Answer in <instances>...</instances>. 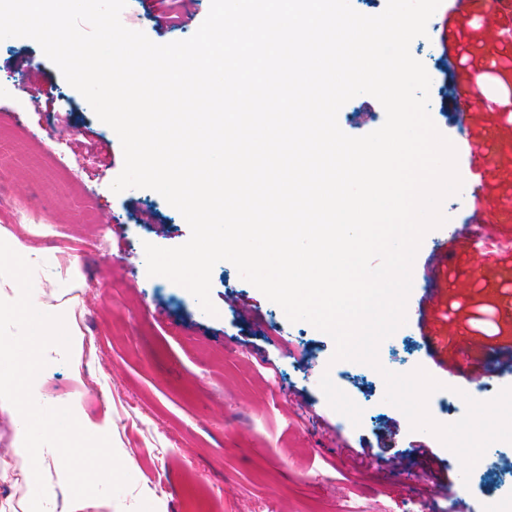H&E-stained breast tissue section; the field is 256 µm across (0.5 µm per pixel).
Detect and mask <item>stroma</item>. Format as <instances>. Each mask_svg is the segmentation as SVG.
<instances>
[{
	"instance_id": "stroma-1",
	"label": "stroma",
	"mask_w": 512,
	"mask_h": 512,
	"mask_svg": "<svg viewBox=\"0 0 512 512\" xmlns=\"http://www.w3.org/2000/svg\"><path fill=\"white\" fill-rule=\"evenodd\" d=\"M448 11L440 5L427 34L410 45L412 56L434 75L429 114L438 130L464 152L478 138L492 178L487 190L491 224L512 234V127L478 106L472 132L454 118L444 98L454 75L440 47L439 28ZM40 63L33 81L62 93L55 107L67 113L80 137L56 142L48 137L53 120L23 93L25 78L13 61ZM341 129L362 136L378 129L385 112L377 99L357 96L339 111ZM0 130L22 132L34 155L26 164L0 159V204H20L34 224L56 226L54 238L32 241L26 226L0 211V239L16 240L45 253L46 263L25 268L21 287L38 302H70L80 332L75 352L56 353L35 365L40 392L26 399L31 444L44 452V475L56 478L67 456H80L83 471L67 482L63 496L83 494L112 502V512H448L464 498L468 512H497L512 498V443L496 442L461 479L456 455L433 434L411 430L405 415L384 400L380 371L351 361H333L330 336L305 321L290 322L277 304L240 278L229 262L211 273L216 315L201 310L185 288L148 276L144 243L175 247L190 237L181 214L156 191L110 185L123 168L118 136L94 114L85 98L61 76L39 44L30 38L0 41ZM98 136L86 144L84 131ZM80 168L78 181L68 169ZM153 221L138 223L139 211ZM122 223L124 237L114 233ZM104 238L106 246L89 251ZM446 297L463 301L470 285L481 300L499 309V345H512V267L468 260L465 245L448 258ZM406 323L379 346L383 369H425L441 382L427 403L430 416L449 424L466 410L453 392V378L434 362L429 337L418 325L428 287L421 262H414ZM97 293L100 304L87 312L84 300ZM269 357L274 369L260 367ZM363 410L359 425L327 403L322 374ZM76 412H68L69 402ZM94 423L111 420L108 434L76 438L73 416ZM432 453L415 454L418 445ZM141 449L138 462L116 481H95L110 464L109 449ZM366 449L357 459L352 449ZM463 485L462 496L439 495V482Z\"/></svg>"
}]
</instances>
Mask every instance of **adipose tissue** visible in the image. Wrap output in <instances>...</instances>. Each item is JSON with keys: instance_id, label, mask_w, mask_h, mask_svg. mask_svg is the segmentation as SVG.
<instances>
[{"instance_id": "ef3b65f1", "label": "adipose tissue", "mask_w": 512, "mask_h": 512, "mask_svg": "<svg viewBox=\"0 0 512 512\" xmlns=\"http://www.w3.org/2000/svg\"><path fill=\"white\" fill-rule=\"evenodd\" d=\"M21 262L39 266L43 258L18 242L0 241V318L11 319L10 326L0 327L2 357L12 355L19 336L33 337V349L46 354L62 348L63 336L76 333L74 327L65 326L64 313L40 308L23 289L16 287L17 265ZM31 388L28 376L0 371V408H9L19 417L15 446L10 453L20 462L24 479L21 499L0 503V512H50L56 499L55 487L46 480L39 464V451L29 444L30 422L22 413L21 401Z\"/></svg>"}]
</instances>
